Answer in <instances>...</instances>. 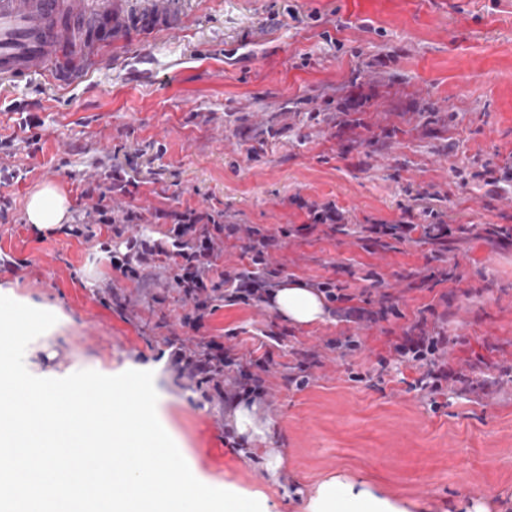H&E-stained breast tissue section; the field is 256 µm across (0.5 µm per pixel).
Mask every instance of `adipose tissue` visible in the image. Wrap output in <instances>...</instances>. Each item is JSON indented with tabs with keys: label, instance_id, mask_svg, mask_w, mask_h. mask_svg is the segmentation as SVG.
<instances>
[{
	"label": "adipose tissue",
	"instance_id": "adipose-tissue-1",
	"mask_svg": "<svg viewBox=\"0 0 512 512\" xmlns=\"http://www.w3.org/2000/svg\"><path fill=\"white\" fill-rule=\"evenodd\" d=\"M68 210L66 196L56 186L47 184L30 196L27 221L53 227L66 221ZM272 302L280 315L298 324L321 320L325 313L322 295L300 284L279 288ZM308 512H406V509L399 500L377 494L366 484L333 479L319 486Z\"/></svg>",
	"mask_w": 512,
	"mask_h": 512
}]
</instances>
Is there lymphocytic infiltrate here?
<instances>
[{
    "mask_svg": "<svg viewBox=\"0 0 512 512\" xmlns=\"http://www.w3.org/2000/svg\"><path fill=\"white\" fill-rule=\"evenodd\" d=\"M238 225L224 226L216 223L212 214L194 209L175 214L173 223L164 239L133 237L127 240L126 250L113 257L112 265L126 278L143 281L151 278L157 264H164L171 287L183 292L194 303L197 315H205L213 300L217 282H224V301L230 305L255 306L265 303L273 288L277 287L284 269L272 265L268 248L274 235L248 228L253 244L251 261L256 270L250 274L219 269L218 242L222 232L237 233ZM426 316H419L414 324L416 334L409 344L396 346L399 355H412L414 361L425 362V377L432 391H440L443 383L451 381L469 385L470 377L463 369L449 365L446 354L449 339L433 336L426 330ZM174 363L180 376L190 380L220 381L219 393L236 398L240 394L265 397L264 375L269 370V360L239 355L228 347L222 353L201 355L189 350L175 354Z\"/></svg>",
    "mask_w": 512,
    "mask_h": 512,
    "instance_id": "obj_1",
    "label": "lymphocytic infiltrate"
}]
</instances>
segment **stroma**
Masks as SVG:
<instances>
[{"instance_id":"35a3bbf8","label":"stroma","mask_w":512,"mask_h":512,"mask_svg":"<svg viewBox=\"0 0 512 512\" xmlns=\"http://www.w3.org/2000/svg\"><path fill=\"white\" fill-rule=\"evenodd\" d=\"M183 25L118 50L109 70L77 88L44 77L0 91V165L23 171L0 186V285L60 311L58 329L29 346L37 377L132 367L153 374L156 411L212 480L268 499L269 512H306L340 477L402 499L408 512H455L458 502L512 512V246L486 228L512 227V0H175ZM41 122L40 151L23 114ZM127 179L112 205L162 237L194 208L220 224L218 263L247 264L246 227L274 234L289 282L335 281L354 306L403 313L371 324L324 314L308 325L272 304L217 303L204 319L165 283L143 288L112 267L124 251L109 230L86 242L28 224L30 195L57 185L69 219ZM499 178L490 187L486 178ZM334 203L347 228L305 233L312 204ZM448 248L417 237L385 250L361 225L428 223ZM108 251H101L100 243ZM448 270L441 280L440 270ZM457 337L452 366L477 389L420 388L398 360L420 310ZM354 337V351L333 342ZM268 356L266 440L236 433L212 384L170 369L198 341ZM318 350L304 388L289 384L293 349ZM282 459L277 474L267 454Z\"/></svg>"}]
</instances>
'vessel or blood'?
Returning a JSON list of instances; mask_svg holds the SVG:
<instances>
[{
  "mask_svg": "<svg viewBox=\"0 0 512 512\" xmlns=\"http://www.w3.org/2000/svg\"><path fill=\"white\" fill-rule=\"evenodd\" d=\"M169 6L131 13L125 0H0V84L33 76L73 86L92 69L108 68L100 31L113 35L172 30Z\"/></svg>",
  "mask_w": 512,
  "mask_h": 512,
  "instance_id": "vessel-or-blood-1",
  "label": "vessel or blood"
}]
</instances>
